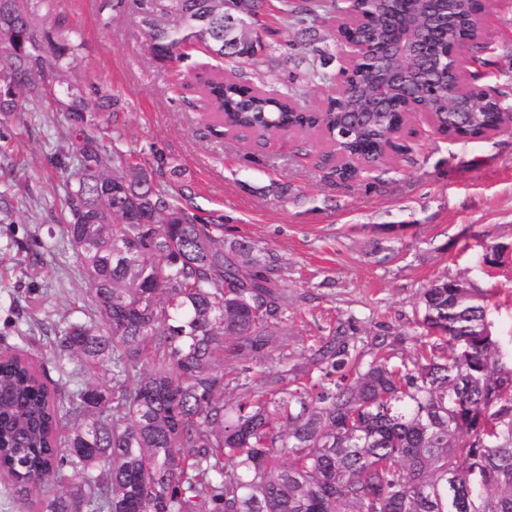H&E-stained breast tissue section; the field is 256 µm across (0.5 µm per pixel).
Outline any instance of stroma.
I'll use <instances>...</instances> for the list:
<instances>
[{"label":"stroma","mask_w":512,"mask_h":512,"mask_svg":"<svg viewBox=\"0 0 512 512\" xmlns=\"http://www.w3.org/2000/svg\"><path fill=\"white\" fill-rule=\"evenodd\" d=\"M485 6L489 64L479 83L512 94V49L505 46L512 0ZM34 21L69 33L76 51L59 82L24 111L0 115V351L24 354L56 375V336L92 314L66 236L70 172L51 162L69 129L61 105L69 85L83 89L105 145L145 168L164 156L177 170L165 183L191 212L223 225L225 239L253 242L276 257L288 311L251 376L277 372L285 355L289 367L317 382L310 350L338 329L359 343L402 335L403 353L411 355L419 292L440 277H464L488 291L493 329L512 339V128L452 141L419 112L410 118L417 136L409 160L340 183L319 164L330 148L322 132L278 133L262 148L210 135L208 112L186 104L176 85L202 70H223V61L198 48L179 67L156 65L137 16L118 0H58L53 13L36 9ZM243 69L301 108L321 107L326 98V86L308 77V59L271 52ZM101 93L114 97L112 111H98ZM386 224L395 232H383ZM488 241L507 247L490 274L479 263Z\"/></svg>","instance_id":"stroma-1"}]
</instances>
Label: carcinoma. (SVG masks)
<instances>
[{
  "instance_id": "obj_1",
  "label": "carcinoma",
  "mask_w": 512,
  "mask_h": 512,
  "mask_svg": "<svg viewBox=\"0 0 512 512\" xmlns=\"http://www.w3.org/2000/svg\"><path fill=\"white\" fill-rule=\"evenodd\" d=\"M55 0H7L0 12V113L37 96L46 74L75 53L69 36L34 23V7ZM255 38L224 35L215 0H130L152 57L184 47L240 66L269 48L268 0H231ZM448 7L450 37L484 49L477 0ZM342 10L338 0H278L280 25L311 29ZM396 0H378L360 29L397 22ZM289 58L312 57L311 78L332 85L322 48L279 42ZM264 77L195 74L183 88L210 107L211 130L225 120L260 145L273 132L319 129L334 145L380 168L396 112H293L270 96ZM392 100L417 99L438 132L480 140L500 121L508 94L488 91L476 112L465 87L439 82L432 94L412 82ZM80 92L64 105L80 128L53 156L77 161L66 205L67 237L83 265L94 316L55 338L58 370L77 383L67 397L21 355L0 359V472L19 494L37 492L42 512H512V349L492 335L488 295L466 279H439L419 297L416 352L398 357L396 336L363 347L341 332L312 350L320 382L290 378L288 356L269 378H228L224 363L259 361L276 341L288 295L275 258L226 241L92 133L95 115ZM78 421L59 435L62 420Z\"/></svg>"
}]
</instances>
